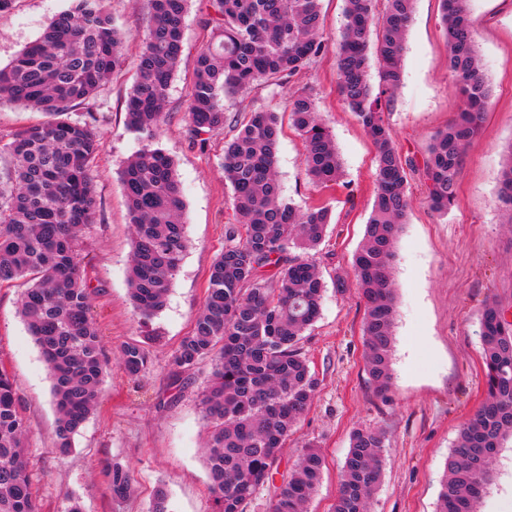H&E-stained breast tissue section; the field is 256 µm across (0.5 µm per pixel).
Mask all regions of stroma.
<instances>
[{"label": "stroma", "mask_w": 512, "mask_h": 512, "mask_svg": "<svg viewBox=\"0 0 512 512\" xmlns=\"http://www.w3.org/2000/svg\"><path fill=\"white\" fill-rule=\"evenodd\" d=\"M64 5L65 0H16L11 11L0 14V67L35 41ZM104 7L127 36L128 63L91 103L99 117L101 147L93 164L97 208L82 231V249L92 315L110 365L97 409L69 454L56 448L51 379L18 314L24 284H0V366L12 375L30 425V469L42 512H66L73 498L83 512H149L161 483L171 512H214L200 403L211 363L176 375L170 358L204 303L210 266L223 251L225 228L233 221L224 140L246 111L259 106L278 114L276 170L287 198L302 208L326 205L332 214L324 240L312 252L326 288L322 312L300 343L318 389L281 463L290 465L306 444L319 446L325 467L307 510L330 512L352 430L375 429L385 435L386 448L371 512H436L448 453L485 397L480 310L493 299L512 312V225L505 224L497 199L502 148L512 141V0L470 2L491 107L466 148L454 205L447 214L435 213L420 176L409 178L410 206L393 270L392 380L382 395L365 371V305L355 291L352 269L373 202L375 151L338 96L333 51L325 50L285 87H259L241 97L224 129L206 146H197L186 134V108L195 58L208 31L202 0H190L182 62L157 132V144L173 158L183 189L189 244L164 308L147 322L128 295L133 227L120 172L139 148L126 127L125 109L149 9L147 0H104ZM452 86L439 2L417 0L406 37L403 84L385 114L403 152L422 155L431 135L460 111ZM302 87L312 92L334 137L343 167L339 186L312 183L302 164L303 141L285 109L289 92ZM143 339L152 367L135 382L121 364L119 348ZM112 461L129 466L134 476L133 492L119 504L102 473ZM495 468L496 481L479 510L512 512V443L503 448Z\"/></svg>", "instance_id": "stroma-1"}]
</instances>
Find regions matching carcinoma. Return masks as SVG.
Listing matches in <instances>:
<instances>
[{
    "label": "carcinoma",
    "mask_w": 512,
    "mask_h": 512,
    "mask_svg": "<svg viewBox=\"0 0 512 512\" xmlns=\"http://www.w3.org/2000/svg\"><path fill=\"white\" fill-rule=\"evenodd\" d=\"M103 2L68 0L40 37L0 68V101L50 116L0 146L10 159L7 182L0 181V283L26 284L19 314L50 370L62 453L93 414L108 368L79 249V232L96 212L97 116L88 111L82 119L66 117L94 99L125 63V34ZM206 2L211 40L196 56L186 115L187 133L201 147L224 128L229 105L240 94L281 84L327 46L321 0ZM343 2L344 24L335 42L338 94L375 148L374 201L353 268L366 304L367 374L384 393L391 381L396 312L393 265L409 205V176L420 174L431 209L448 213L464 152L489 109L490 89L469 0H439L448 71L462 108L431 137L421 159L404 155L385 112L403 82L416 0ZM187 3L149 0L151 25L126 105V127L141 144L121 173L134 230L128 284L145 319L164 307L187 248L174 161L156 146L167 90L183 54ZM288 112L304 142L310 178L323 187L338 184L340 155L313 95L293 93ZM278 139L276 113L258 108L224 142L235 223L210 267L203 308L171 358L177 375L211 360L202 408L214 512H243L258 490L276 482L282 449L318 386L299 343L322 311L325 285L308 252L325 236L331 213L325 205L301 209L284 196L275 172ZM498 197L511 224L512 141L504 149ZM479 321L485 399L459 429L436 512H476L493 484V462L512 440V321L495 301L484 304ZM150 340L120 348L123 367L136 381L150 371ZM29 434L14 380L0 367V512H41L29 473ZM384 448L382 432L353 430L332 512H370ZM323 467L318 449H304L282 478L271 512H306ZM104 475L114 501L129 496L133 478L127 466L108 463Z\"/></svg>",
    "instance_id": "obj_1"
}]
</instances>
